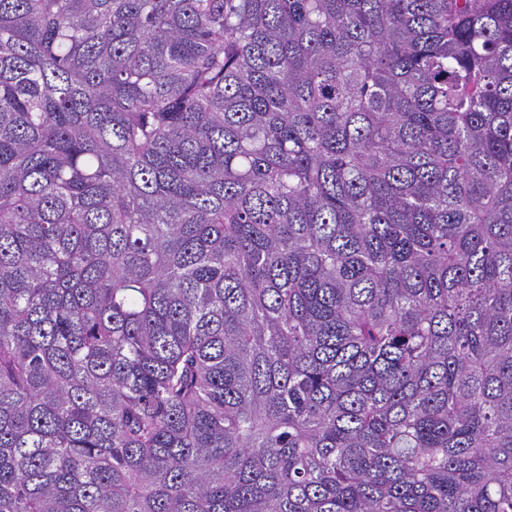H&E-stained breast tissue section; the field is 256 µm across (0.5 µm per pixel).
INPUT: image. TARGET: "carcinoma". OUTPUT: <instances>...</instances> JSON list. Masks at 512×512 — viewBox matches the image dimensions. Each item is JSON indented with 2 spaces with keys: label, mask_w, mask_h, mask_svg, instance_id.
Here are the masks:
<instances>
[{
  "label": "carcinoma",
  "mask_w": 512,
  "mask_h": 512,
  "mask_svg": "<svg viewBox=\"0 0 512 512\" xmlns=\"http://www.w3.org/2000/svg\"><path fill=\"white\" fill-rule=\"evenodd\" d=\"M0 512H512V0H0Z\"/></svg>",
  "instance_id": "cac0c4a2"
}]
</instances>
